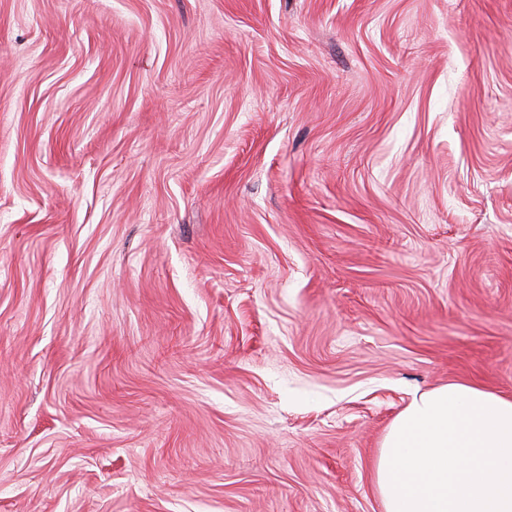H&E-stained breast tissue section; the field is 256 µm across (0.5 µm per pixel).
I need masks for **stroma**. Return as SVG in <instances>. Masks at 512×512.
<instances>
[{"label": "stroma", "instance_id": "1", "mask_svg": "<svg viewBox=\"0 0 512 512\" xmlns=\"http://www.w3.org/2000/svg\"><path fill=\"white\" fill-rule=\"evenodd\" d=\"M456 381L512 397V0H0V512H382Z\"/></svg>", "mask_w": 512, "mask_h": 512}]
</instances>
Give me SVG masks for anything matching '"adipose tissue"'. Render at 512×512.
<instances>
[{"instance_id":"adipose-tissue-1","label":"adipose tissue","mask_w":512,"mask_h":512,"mask_svg":"<svg viewBox=\"0 0 512 512\" xmlns=\"http://www.w3.org/2000/svg\"><path fill=\"white\" fill-rule=\"evenodd\" d=\"M383 512H512V398L466 383L415 397L374 466Z\"/></svg>"}]
</instances>
